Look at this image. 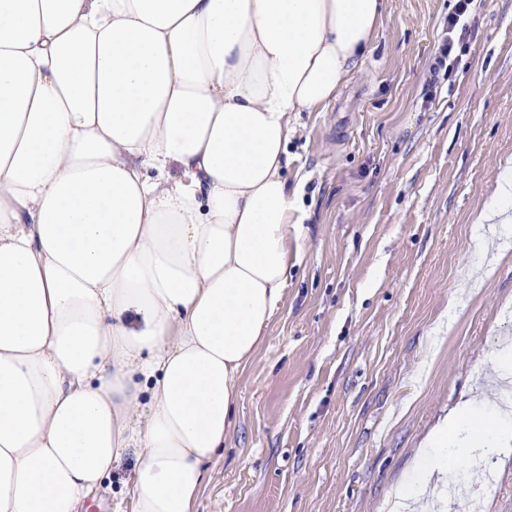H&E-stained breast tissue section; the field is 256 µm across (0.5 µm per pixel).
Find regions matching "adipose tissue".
<instances>
[{
    "label": "adipose tissue",
    "instance_id": "adipose-tissue-1",
    "mask_svg": "<svg viewBox=\"0 0 512 512\" xmlns=\"http://www.w3.org/2000/svg\"><path fill=\"white\" fill-rule=\"evenodd\" d=\"M387 0H0V512H193L281 309L293 122L375 47ZM462 429L465 454H448ZM512 417H444L390 512ZM135 463L134 451L129 450L121 462L113 467L112 474L103 481V492L95 502L88 500L81 512H114V505L125 496ZM112 508V509H111Z\"/></svg>",
    "mask_w": 512,
    "mask_h": 512
}]
</instances>
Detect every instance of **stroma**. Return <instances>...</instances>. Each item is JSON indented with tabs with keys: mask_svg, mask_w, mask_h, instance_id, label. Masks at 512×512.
Listing matches in <instances>:
<instances>
[{
	"mask_svg": "<svg viewBox=\"0 0 512 512\" xmlns=\"http://www.w3.org/2000/svg\"><path fill=\"white\" fill-rule=\"evenodd\" d=\"M456 4L388 0L341 95L298 114L302 257L194 512H386L442 418L512 389L494 367L512 348V223L478 221L512 166V0H476L431 73ZM134 463L81 512H112ZM492 466L480 512H512V454Z\"/></svg>",
	"mask_w": 512,
	"mask_h": 512,
	"instance_id": "stroma-1",
	"label": "stroma"
}]
</instances>
